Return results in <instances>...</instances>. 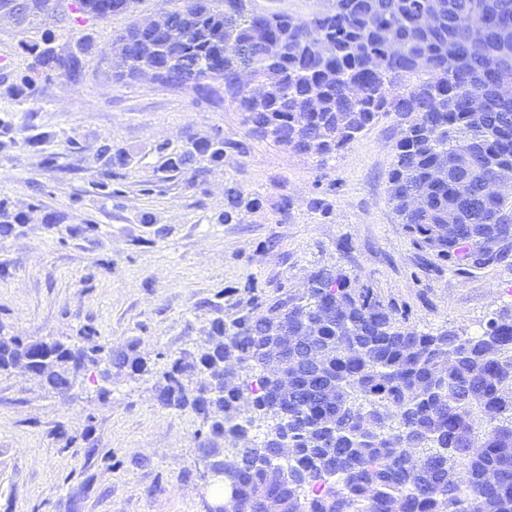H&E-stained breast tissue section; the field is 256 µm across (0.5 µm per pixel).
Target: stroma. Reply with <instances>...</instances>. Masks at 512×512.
<instances>
[{
	"instance_id": "35a3bbf8",
	"label": "stroma",
	"mask_w": 512,
	"mask_h": 512,
	"mask_svg": "<svg viewBox=\"0 0 512 512\" xmlns=\"http://www.w3.org/2000/svg\"><path fill=\"white\" fill-rule=\"evenodd\" d=\"M132 16L0 20V200L18 218L0 234V336L133 351L155 368L81 371L64 393L21 368L0 376V512H206L207 426L159 403V373L197 355L210 321L248 295L297 292L312 271L335 267L422 332L476 335L512 307V254L463 272L417 249L400 223L387 197L395 114L325 163L286 150L250 134L222 82L206 93L114 82L101 57ZM47 41L63 53L90 43L83 73L17 98L29 45ZM28 127L39 148L22 145ZM190 135L245 150L194 181L159 172L158 145ZM106 144L132 158L115 197L100 190ZM232 181L261 207L222 224ZM286 195L294 209L281 222Z\"/></svg>"
}]
</instances>
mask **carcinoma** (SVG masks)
I'll return each mask as SVG.
<instances>
[{
  "mask_svg": "<svg viewBox=\"0 0 512 512\" xmlns=\"http://www.w3.org/2000/svg\"><path fill=\"white\" fill-rule=\"evenodd\" d=\"M59 0H0L17 20L49 15ZM125 0H74L72 10L98 20L125 13ZM436 14L435 27L421 23ZM179 38L153 35L135 19L115 37L127 43L129 63L117 82L164 70L160 82L200 91L224 83V96L244 112L250 132L325 163L382 114L401 118L388 196L413 243L439 260L478 269L502 260L512 246L503 219L512 197H488L494 169L512 167V102L493 88L512 78V0H335L331 10L304 20L268 11L255 0H182L167 13ZM485 24L483 57L472 61L467 24ZM34 57L18 95L33 94L55 72L82 69L77 52L52 46ZM240 70L255 82L244 88ZM482 97L487 108H467ZM427 113V124H414ZM242 143L188 137L177 148L158 146L164 173L198 177ZM108 176L121 179L130 155L105 145ZM450 170L446 182L432 171ZM470 181L463 201L456 182ZM261 208L243 188L224 185L221 222L240 221ZM457 223L448 225V214ZM319 336L324 375L290 372L288 398L275 396L264 348L283 334ZM27 357L42 383L62 392L77 372L109 362L132 375L152 372L137 355L115 359L100 349L58 339L25 342L0 336V375ZM238 360L248 379L210 396L203 381L224 377V359ZM160 402L190 409L209 423L200 444L223 442L226 480L237 493L228 512H242L262 496L283 512H512V311H503L475 336L408 328L367 288H355L332 267L314 271L306 287L261 303L249 301L228 321H211L203 350L174 360L162 373ZM263 426L252 447L237 437ZM492 428L486 430L483 424ZM294 475L284 484L269 468L274 438Z\"/></svg>",
  "mask_w": 512,
  "mask_h": 512,
  "instance_id": "obj_1",
  "label": "carcinoma"
}]
</instances>
